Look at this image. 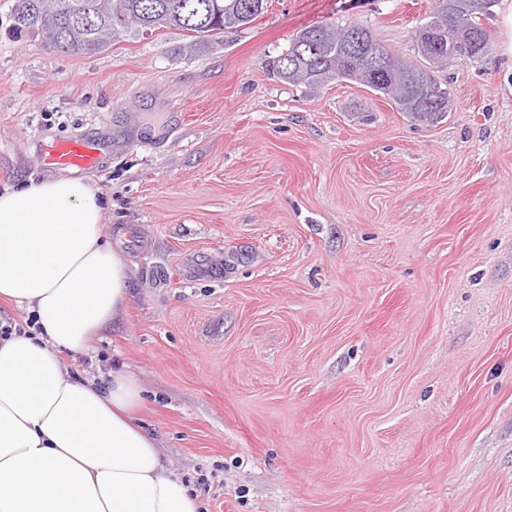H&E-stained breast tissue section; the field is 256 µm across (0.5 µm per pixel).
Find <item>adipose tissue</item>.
I'll use <instances>...</instances> for the list:
<instances>
[{"mask_svg":"<svg viewBox=\"0 0 512 512\" xmlns=\"http://www.w3.org/2000/svg\"><path fill=\"white\" fill-rule=\"evenodd\" d=\"M104 202L81 178L0 193V298L39 329L0 336V512H198L193 483L140 425L143 389L69 376L128 300L126 267L103 234Z\"/></svg>","mask_w":512,"mask_h":512,"instance_id":"ef3b65f1","label":"adipose tissue"}]
</instances>
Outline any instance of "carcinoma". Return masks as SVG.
<instances>
[{
  "mask_svg": "<svg viewBox=\"0 0 512 512\" xmlns=\"http://www.w3.org/2000/svg\"><path fill=\"white\" fill-rule=\"evenodd\" d=\"M269 0H15L13 31L34 33L57 52L95 54L122 38L160 28L180 30L193 38L189 48L220 40L255 21ZM475 0H439L436 11L415 31L418 52L424 63L404 61L394 55L366 27L317 24L300 30L270 63L278 81L318 87L331 81H354L391 99L411 121L434 124L447 111L430 112L425 100L451 102L448 87L438 81L435 70L462 57L476 59L490 47L489 35L480 42L458 46L448 54L428 56L422 33L433 29L454 42L466 28L482 27L485 13L474 9ZM387 59L388 78L379 81L359 76L360 56L371 49Z\"/></svg>",
  "mask_w": 512,
  "mask_h": 512,
  "instance_id": "obj_1",
  "label": "carcinoma"
}]
</instances>
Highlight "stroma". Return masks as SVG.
<instances>
[{"instance_id": "1", "label": "stroma", "mask_w": 512, "mask_h": 512, "mask_svg": "<svg viewBox=\"0 0 512 512\" xmlns=\"http://www.w3.org/2000/svg\"><path fill=\"white\" fill-rule=\"evenodd\" d=\"M0 0V189L83 178L127 305L70 372L121 369L203 512H512V60L442 70L413 123L347 81L269 63L304 27L358 23L419 61L436 0H269L222 42L159 29L97 54L15 38ZM92 136L95 171L48 169ZM104 143L95 139H69L47 146L42 155L43 165L50 168H71L93 171L104 154Z\"/></svg>"}]
</instances>
